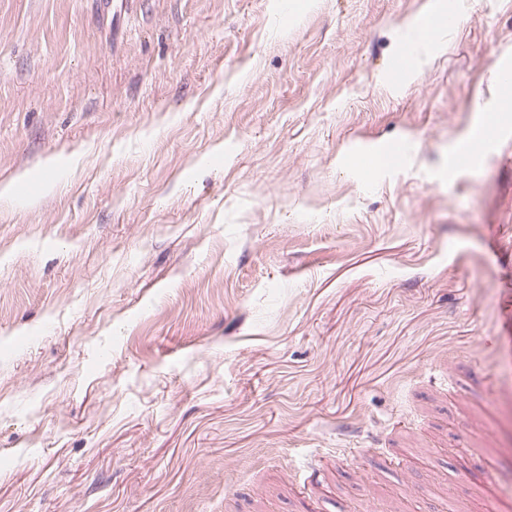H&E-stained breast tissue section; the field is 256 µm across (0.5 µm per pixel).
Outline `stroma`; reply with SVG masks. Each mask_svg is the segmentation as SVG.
<instances>
[{"mask_svg":"<svg viewBox=\"0 0 512 512\" xmlns=\"http://www.w3.org/2000/svg\"><path fill=\"white\" fill-rule=\"evenodd\" d=\"M0 0V512H512V0ZM443 0H435L432 7L427 11L426 17L419 25V38L422 48H426L433 40L428 39L429 35L436 38L447 25L448 10ZM494 73L496 83L500 89L502 96L508 93L509 97H503L501 99V107L499 112H504V116L507 117L508 113L512 112V63L508 60H494Z\"/></svg>","mask_w":512,"mask_h":512,"instance_id":"1","label":"stroma"}]
</instances>
